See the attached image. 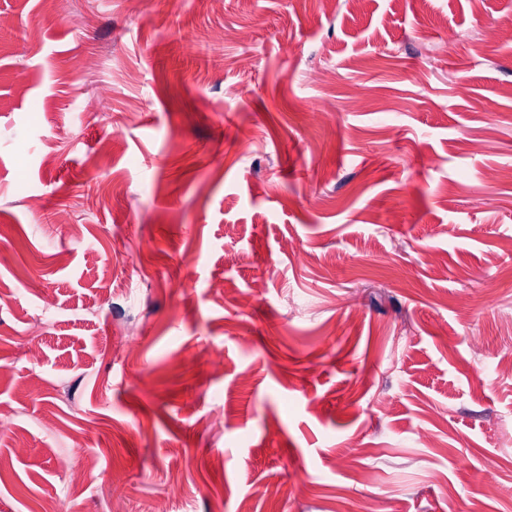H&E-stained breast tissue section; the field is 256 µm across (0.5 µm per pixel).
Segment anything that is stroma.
<instances>
[{
  "mask_svg": "<svg viewBox=\"0 0 512 512\" xmlns=\"http://www.w3.org/2000/svg\"><path fill=\"white\" fill-rule=\"evenodd\" d=\"M511 21L0 0V512H512Z\"/></svg>",
  "mask_w": 512,
  "mask_h": 512,
  "instance_id": "1",
  "label": "stroma"
}]
</instances>
